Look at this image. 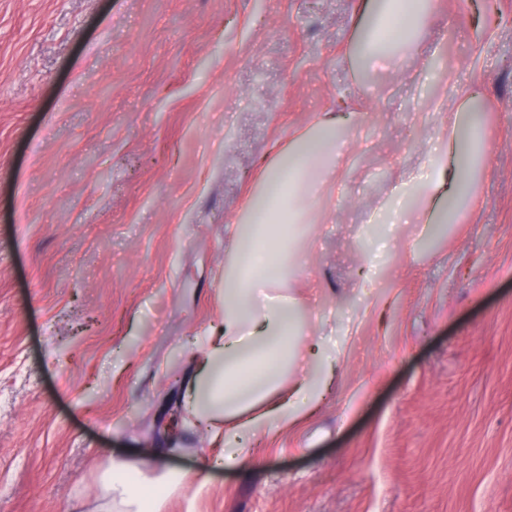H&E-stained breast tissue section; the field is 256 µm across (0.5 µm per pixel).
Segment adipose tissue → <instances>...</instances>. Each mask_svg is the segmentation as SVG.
I'll use <instances>...</instances> for the list:
<instances>
[{
	"instance_id": "adipose-tissue-1",
	"label": "adipose tissue",
	"mask_w": 512,
	"mask_h": 512,
	"mask_svg": "<svg viewBox=\"0 0 512 512\" xmlns=\"http://www.w3.org/2000/svg\"><path fill=\"white\" fill-rule=\"evenodd\" d=\"M373 20L368 36L356 47L353 64L375 70L395 64L426 27L430 0H384L382 9L363 7ZM462 100L447 123L435 128L436 146L422 165L426 179L414 183L416 206H389L386 231L414 224L419 235L433 225L455 224L471 211L464 186L472 166L480 165L485 138L474 130L472 153L463 157ZM356 107L327 114L282 148L264 168L259 196L272 202L260 220L244 214L234 225L236 247L224 283V320L213 327L197 376L188 386L190 411L224 446L215 463L228 470L255 467L248 434L280 429L304 419L329 389V372L338 357L323 343L304 340V322L288 293L302 261L296 227L315 223L314 207L327 179L338 177L350 145V123ZM182 473L146 470L144 462H113L102 485L100 512H161L165 498L183 484Z\"/></svg>"
}]
</instances>
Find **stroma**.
Returning <instances> with one entry per match:
<instances>
[{
  "mask_svg": "<svg viewBox=\"0 0 512 512\" xmlns=\"http://www.w3.org/2000/svg\"><path fill=\"white\" fill-rule=\"evenodd\" d=\"M395 73L344 50L356 0H0V512H99L113 460L186 476L162 512H512V0H431ZM443 65L487 112L474 210L397 229L356 272L440 114ZM367 104L293 283L347 355L315 414L200 474L184 400L224 314L232 228L263 166Z\"/></svg>",
  "mask_w": 512,
  "mask_h": 512,
  "instance_id": "35a3bbf8",
  "label": "stroma"
}]
</instances>
